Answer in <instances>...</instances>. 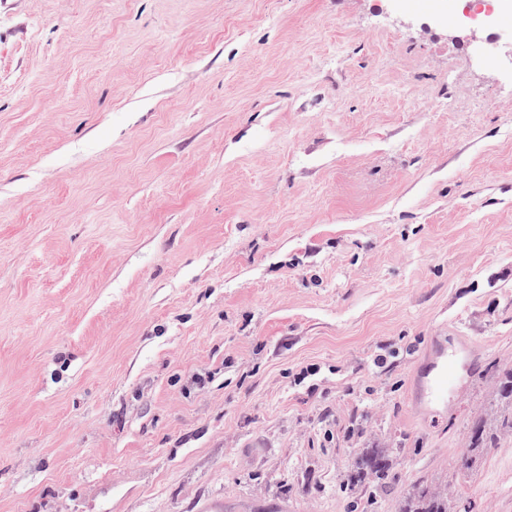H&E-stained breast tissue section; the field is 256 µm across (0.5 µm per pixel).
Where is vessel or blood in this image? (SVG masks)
<instances>
[{
  "label": "vessel or blood",
  "mask_w": 512,
  "mask_h": 512,
  "mask_svg": "<svg viewBox=\"0 0 512 512\" xmlns=\"http://www.w3.org/2000/svg\"><path fill=\"white\" fill-rule=\"evenodd\" d=\"M476 368L474 348L464 340L448 338L425 357L415 373V404L447 413L450 400L465 394Z\"/></svg>",
  "instance_id": "vessel-or-blood-1"
}]
</instances>
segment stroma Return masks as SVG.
Segmentation results:
<instances>
[{"mask_svg":"<svg viewBox=\"0 0 512 512\" xmlns=\"http://www.w3.org/2000/svg\"><path fill=\"white\" fill-rule=\"evenodd\" d=\"M470 2L0 0V512H512V0ZM435 336L479 353L438 418ZM470 444L469 450L477 457V454L480 452L482 448H486V446L495 439V434L486 429V423H482L481 425H475L470 430ZM471 456H467L465 458V466L469 469L472 465L473 458ZM389 469V452L384 449H372L356 458L352 470L353 482L379 477ZM401 512H462L448 499V493L427 487L408 493Z\"/></svg>","mask_w":512,"mask_h":512,"instance_id":"35a3bbf8","label":"stroma"}]
</instances>
